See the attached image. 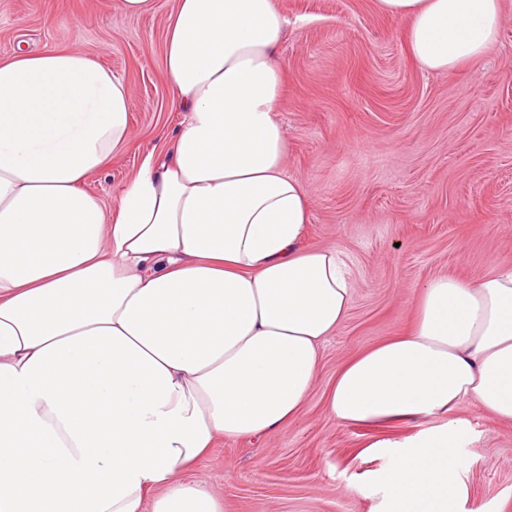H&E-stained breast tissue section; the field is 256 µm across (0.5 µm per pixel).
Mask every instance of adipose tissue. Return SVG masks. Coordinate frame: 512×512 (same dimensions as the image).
I'll return each mask as SVG.
<instances>
[{
  "mask_svg": "<svg viewBox=\"0 0 512 512\" xmlns=\"http://www.w3.org/2000/svg\"><path fill=\"white\" fill-rule=\"evenodd\" d=\"M424 70L491 52L501 0H375ZM274 0H174L165 70L183 119L113 210L81 190L130 145L127 84L79 50L0 61V512H220L183 479L217 438L298 419L354 282L306 249L288 174ZM512 422V269L430 279L411 328L337 372L348 425L400 441L374 512H461L465 398Z\"/></svg>",
  "mask_w": 512,
  "mask_h": 512,
  "instance_id": "adipose-tissue-1",
  "label": "adipose tissue"
}]
</instances>
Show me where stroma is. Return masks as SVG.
Returning a JSON list of instances; mask_svg holds the SVG:
<instances>
[{
	"label": "stroma",
	"mask_w": 512,
	"mask_h": 512,
	"mask_svg": "<svg viewBox=\"0 0 512 512\" xmlns=\"http://www.w3.org/2000/svg\"><path fill=\"white\" fill-rule=\"evenodd\" d=\"M276 2L288 18L278 53L287 167L313 206L304 245L343 254L353 301L299 419L264 439H217L190 477L223 512H371L391 442L429 423L344 425L328 394L347 360L411 327L430 278L474 283L512 268V0L496 47L450 75L421 69L404 23L374 0ZM171 6L128 16L120 0H0V60L77 47L128 85L133 141L81 184L109 208L182 120L164 70ZM454 415L467 430L453 453L471 512H512V423L473 398Z\"/></svg>",
	"instance_id": "35a3bbf8"
}]
</instances>
